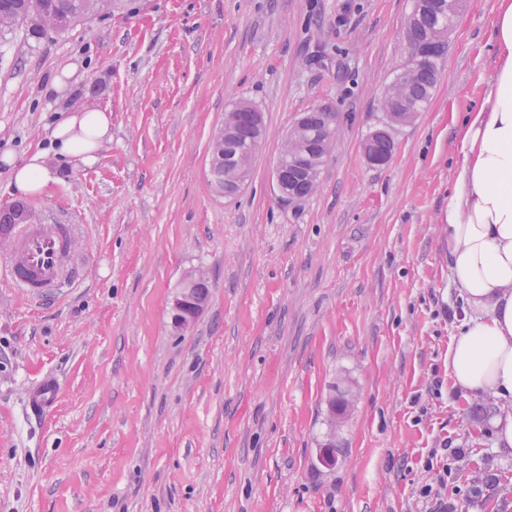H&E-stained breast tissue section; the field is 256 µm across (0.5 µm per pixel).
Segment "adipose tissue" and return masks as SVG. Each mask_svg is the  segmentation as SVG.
<instances>
[{"mask_svg": "<svg viewBox=\"0 0 512 512\" xmlns=\"http://www.w3.org/2000/svg\"><path fill=\"white\" fill-rule=\"evenodd\" d=\"M493 81L458 131L461 164L448 199V270L465 318L448 349V375L466 396L500 403L496 442L512 453V0H499ZM49 146L0 155L15 193H42L50 162L93 164L112 139V115L84 105L51 128Z\"/></svg>", "mask_w": 512, "mask_h": 512, "instance_id": "1", "label": "adipose tissue"}]
</instances>
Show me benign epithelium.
<instances>
[{
	"mask_svg": "<svg viewBox=\"0 0 512 512\" xmlns=\"http://www.w3.org/2000/svg\"><path fill=\"white\" fill-rule=\"evenodd\" d=\"M416 70L413 56H407L398 77L386 90L389 117L385 118L380 133L390 136L396 128L414 122L417 113L410 108L403 110L401 106H403L406 88L411 83L413 73ZM336 134L337 129L325 125L312 134L300 122L290 129L274 169L277 188L281 196L294 198L295 190L284 178V174L287 168L297 165L310 155L311 142L314 140L318 141L317 155L311 160L310 164L302 166L301 175L309 181H315L319 178L322 168L333 149ZM255 141L256 138L251 134L246 142H241L238 126L226 117L212 131L210 137V170L213 171L222 166L230 170L233 175L231 186L225 189L224 193L230 194L240 189L249 177L251 173L249 160L255 153ZM205 282L206 278L203 273L199 271L191 272L185 275L180 287L169 299L168 310L174 332L180 334L191 329L204 310L205 303L196 299L195 288Z\"/></svg>",
	"mask_w": 512,
	"mask_h": 512,
	"instance_id": "obj_1",
	"label": "benign epithelium"
}]
</instances>
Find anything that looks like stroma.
Instances as JSON below:
<instances>
[{
  "label": "stroma",
  "mask_w": 512,
  "mask_h": 512,
  "mask_svg": "<svg viewBox=\"0 0 512 512\" xmlns=\"http://www.w3.org/2000/svg\"><path fill=\"white\" fill-rule=\"evenodd\" d=\"M413 0H128L35 40L0 37V153L44 146L62 112L112 114L93 166L16 201L73 227L78 284L35 301L0 243V512H430L434 449L456 512H512L493 399L463 396L448 348L464 302L448 271L456 132L497 67L498 0H466L432 98L384 166L361 145L405 63ZM63 94L50 91L65 67ZM243 99L263 115L251 175L210 185V135ZM338 114L318 186L285 200L289 130ZM207 305L183 334L187 272ZM56 406L32 416L44 377ZM349 399L331 418L332 400ZM206 278L200 271L191 272L182 280L179 288L171 296L168 310L171 318V327L174 332L182 333L193 327L196 320L204 310L206 303L199 302L195 296V288L205 284ZM198 298L208 300L207 285L197 289Z\"/></svg>",
  "instance_id": "35a3bbf8"
}]
</instances>
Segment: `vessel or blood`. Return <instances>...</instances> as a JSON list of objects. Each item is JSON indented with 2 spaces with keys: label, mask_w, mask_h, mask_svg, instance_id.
Instances as JSON below:
<instances>
[{
  "label": "vessel or blood",
  "mask_w": 512,
  "mask_h": 512,
  "mask_svg": "<svg viewBox=\"0 0 512 512\" xmlns=\"http://www.w3.org/2000/svg\"><path fill=\"white\" fill-rule=\"evenodd\" d=\"M6 235L12 246L8 276L28 297L43 299L80 276L73 259L71 225L26 218L9 226ZM58 396L59 387L54 379H43L29 397L31 413L48 411L55 406Z\"/></svg>",
  "instance_id": "obj_1"
}]
</instances>
